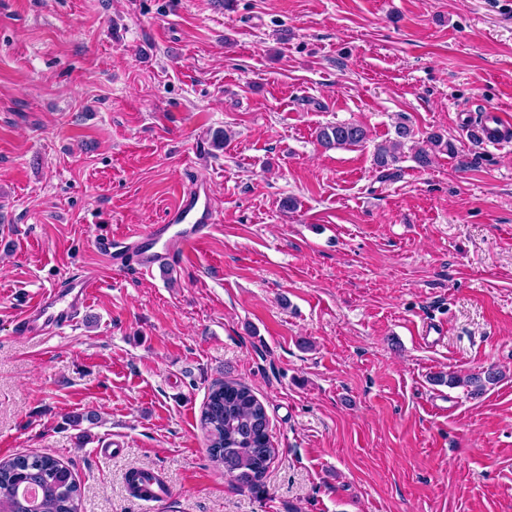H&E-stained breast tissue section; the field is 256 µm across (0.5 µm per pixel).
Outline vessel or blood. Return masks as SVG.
<instances>
[{"mask_svg":"<svg viewBox=\"0 0 512 512\" xmlns=\"http://www.w3.org/2000/svg\"><path fill=\"white\" fill-rule=\"evenodd\" d=\"M479 125L489 143L496 146L512 143V114L489 107L482 112ZM214 221L209 188L196 184L178 191L177 200L162 223L148 225L127 239L99 238L98 245L110 255L113 266H123L131 259L140 270L148 271L162 261V252L171 240H179L191 250L200 248ZM92 283V277L79 275L60 288L44 291L31 299L18 321L19 329L36 333L49 325L63 326L72 322L85 308Z\"/></svg>","mask_w":512,"mask_h":512,"instance_id":"vessel-or-blood-1","label":"vessel or blood"}]
</instances>
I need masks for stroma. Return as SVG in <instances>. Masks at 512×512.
<instances>
[{
  "label": "stroma",
  "instance_id": "stroma-1",
  "mask_svg": "<svg viewBox=\"0 0 512 512\" xmlns=\"http://www.w3.org/2000/svg\"><path fill=\"white\" fill-rule=\"evenodd\" d=\"M486 107L512 112V0H0V458L55 455L80 512H512V146L467 134ZM344 122L367 141L319 144ZM401 123L458 157L381 176ZM197 180L217 221L190 259L99 252ZM90 269L74 324L20 332L26 295ZM490 366L482 395L443 382ZM227 379L278 450L252 489L200 428Z\"/></svg>",
  "mask_w": 512,
  "mask_h": 512
}]
</instances>
